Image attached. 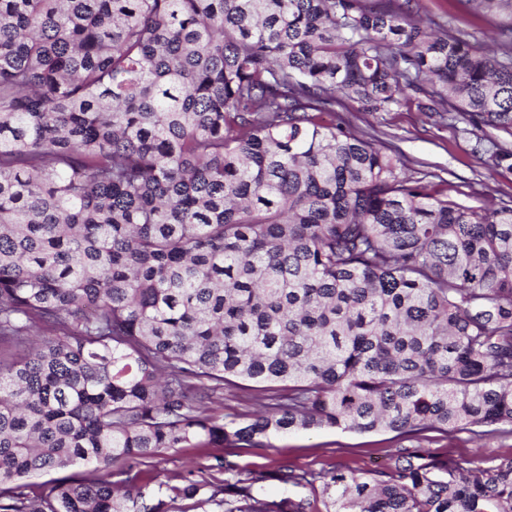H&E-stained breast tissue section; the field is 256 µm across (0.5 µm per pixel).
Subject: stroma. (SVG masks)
Wrapping results in <instances>:
<instances>
[{
    "mask_svg": "<svg viewBox=\"0 0 512 512\" xmlns=\"http://www.w3.org/2000/svg\"><path fill=\"white\" fill-rule=\"evenodd\" d=\"M413 7L419 16L448 32H469L472 42L482 49L499 48L497 28L501 17L474 18L462 0H413ZM420 99V94L412 92L400 106L381 112H362L356 103L340 99L332 109L359 137L382 145L387 153L399 154L408 173L433 182L446 180L474 206L511 203L512 171L495 166L489 154H474L472 148L480 138L486 147L512 149V136L491 126L475 128L462 121L453 124L441 120L436 113L421 111ZM414 447L472 467L481 464L487 451H512V425H497L488 435L464 429L447 434L424 432L414 437L389 431L360 433L313 427L270 437L265 448L240 443L221 448L218 454L244 473L281 467L299 473L331 468L375 470L383 467L396 449ZM198 457V450L193 448L161 453L144 476L146 492L168 497L169 486L179 484L189 462Z\"/></svg>",
    "mask_w": 512,
    "mask_h": 512,
    "instance_id": "stroma-1",
    "label": "stroma"
}]
</instances>
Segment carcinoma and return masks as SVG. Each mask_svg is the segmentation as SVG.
<instances>
[{"label":"carcinoma","instance_id":"1","mask_svg":"<svg viewBox=\"0 0 512 512\" xmlns=\"http://www.w3.org/2000/svg\"><path fill=\"white\" fill-rule=\"evenodd\" d=\"M465 2L508 19L500 52L410 0H0V512H168L137 486L162 452L295 428L512 424V206L317 116L410 89L512 135V0ZM239 380L267 392L242 425ZM268 480L320 483L326 512H512V452L245 475L217 457L172 491L313 512ZM262 395L259 391H243L236 387H224V421L234 420L236 424H242L247 421L246 414H251L256 407L253 405L256 401H248L247 397Z\"/></svg>","mask_w":512,"mask_h":512}]
</instances>
